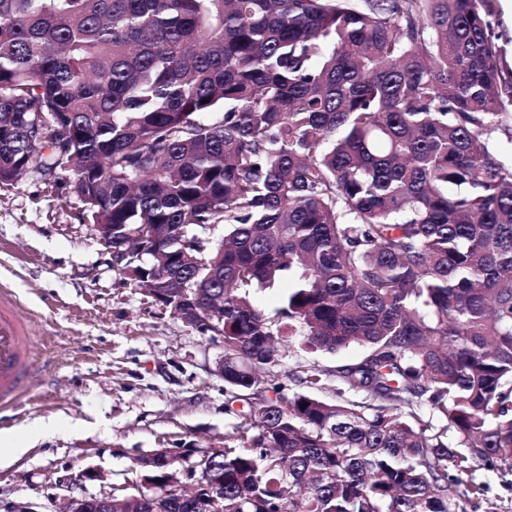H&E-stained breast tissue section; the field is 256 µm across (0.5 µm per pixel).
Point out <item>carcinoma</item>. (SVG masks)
I'll return each instance as SVG.
<instances>
[{"mask_svg":"<svg viewBox=\"0 0 512 512\" xmlns=\"http://www.w3.org/2000/svg\"><path fill=\"white\" fill-rule=\"evenodd\" d=\"M493 0H0V185L71 173L248 402L199 494L459 512L512 471V74ZM206 224L218 244H193ZM278 320L251 302L282 279ZM201 300L185 307L182 284ZM336 353L287 384L291 338ZM336 381V399L318 392Z\"/></svg>","mask_w":512,"mask_h":512,"instance_id":"cac0c4a2","label":"carcinoma"}]
</instances>
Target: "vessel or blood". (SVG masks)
Masks as SVG:
<instances>
[{
	"mask_svg": "<svg viewBox=\"0 0 512 512\" xmlns=\"http://www.w3.org/2000/svg\"><path fill=\"white\" fill-rule=\"evenodd\" d=\"M27 323L18 315L14 293L0 292V424H8L28 390L34 368Z\"/></svg>",
	"mask_w": 512,
	"mask_h": 512,
	"instance_id": "b4317fda",
	"label": "vessel or blood"
}]
</instances>
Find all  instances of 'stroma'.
<instances>
[{
	"mask_svg": "<svg viewBox=\"0 0 512 512\" xmlns=\"http://www.w3.org/2000/svg\"><path fill=\"white\" fill-rule=\"evenodd\" d=\"M18 297L36 344L34 398L0 427V512L20 502L59 512L66 497L111 492L157 448H220L240 425L215 369L221 341L200 335L125 281L67 181L29 173L0 185V287ZM292 346L284 371L356 359ZM49 429L14 456L11 438ZM100 472L98 480L83 470ZM488 486L465 512H512V472H477Z\"/></svg>",
	"mask_w": 512,
	"mask_h": 512,
	"instance_id": "35a3bbf8",
	"label": "stroma"
}]
</instances>
